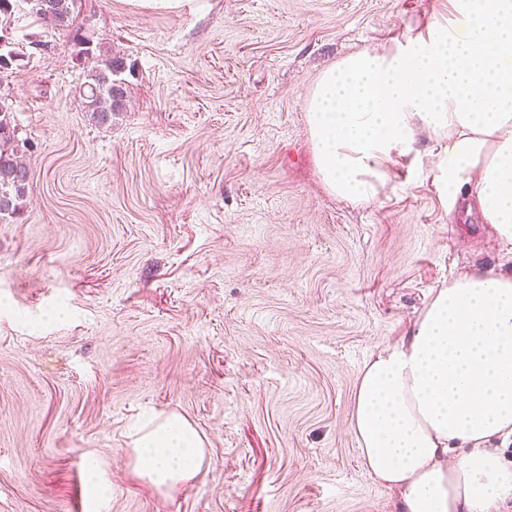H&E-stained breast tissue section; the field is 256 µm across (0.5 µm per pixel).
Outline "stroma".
Here are the masks:
<instances>
[{
	"label": "stroma",
	"mask_w": 512,
	"mask_h": 512,
	"mask_svg": "<svg viewBox=\"0 0 512 512\" xmlns=\"http://www.w3.org/2000/svg\"><path fill=\"white\" fill-rule=\"evenodd\" d=\"M444 0H82L120 51L126 108L91 121L70 37L25 6L0 104L34 145L0 221V512H398L349 421L365 360L407 336L432 289L511 268L467 199L448 204L418 134L367 203L336 199L307 96ZM176 413L210 469L158 493L128 434ZM106 479L86 495V456Z\"/></svg>",
	"instance_id": "stroma-1"
}]
</instances>
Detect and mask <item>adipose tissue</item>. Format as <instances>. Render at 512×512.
I'll return each instance as SVG.
<instances>
[{
    "mask_svg": "<svg viewBox=\"0 0 512 512\" xmlns=\"http://www.w3.org/2000/svg\"><path fill=\"white\" fill-rule=\"evenodd\" d=\"M319 175L337 199H376L417 132L441 141L436 181L468 193L512 244V0H448V15L388 49L326 69L307 97ZM365 469L400 512H499L512 465V270L473 271L433 291L400 343L365 361L350 416ZM133 466L159 492L202 476L203 437L152 418Z\"/></svg>",
    "mask_w": 512,
    "mask_h": 512,
    "instance_id": "1",
    "label": "adipose tissue"
}]
</instances>
